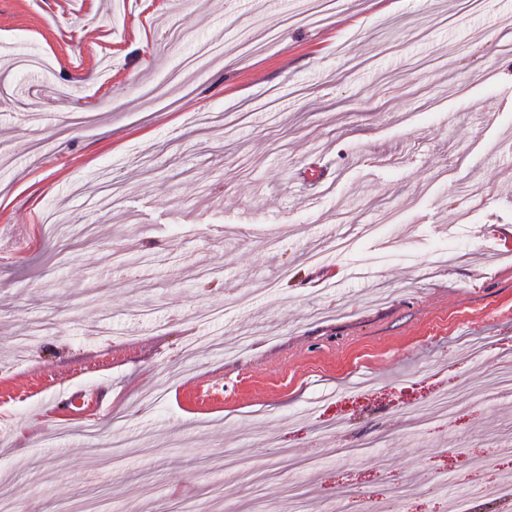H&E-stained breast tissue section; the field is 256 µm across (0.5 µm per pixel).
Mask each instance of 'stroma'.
<instances>
[{"label": "stroma", "instance_id": "stroma-1", "mask_svg": "<svg viewBox=\"0 0 512 512\" xmlns=\"http://www.w3.org/2000/svg\"><path fill=\"white\" fill-rule=\"evenodd\" d=\"M301 3L0 0V499L18 512H289L392 480L418 512L461 489L497 512L512 0H335L313 21ZM204 44L223 54L199 71ZM334 234L352 248L307 263ZM446 367L474 397L413 430L421 374ZM339 415L361 442L389 422L385 443L317 458ZM118 434L139 447L94 455Z\"/></svg>", "mask_w": 512, "mask_h": 512}]
</instances>
